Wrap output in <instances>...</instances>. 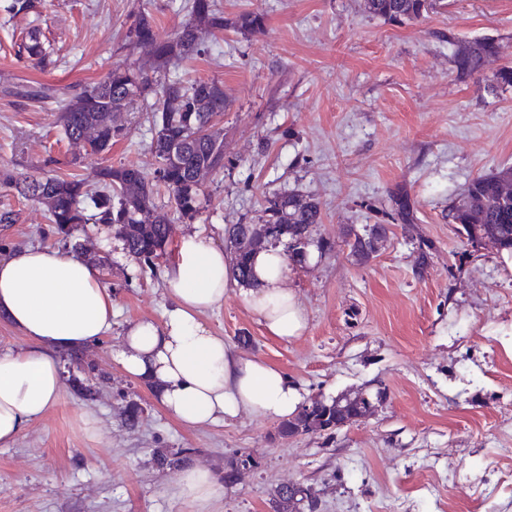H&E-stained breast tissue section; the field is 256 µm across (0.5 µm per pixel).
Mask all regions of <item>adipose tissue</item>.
Masks as SVG:
<instances>
[{
	"instance_id": "1",
	"label": "adipose tissue",
	"mask_w": 512,
	"mask_h": 512,
	"mask_svg": "<svg viewBox=\"0 0 512 512\" xmlns=\"http://www.w3.org/2000/svg\"><path fill=\"white\" fill-rule=\"evenodd\" d=\"M171 299L161 319L129 325L116 358L126 374L151 386L165 410L188 427L231 422L243 414L282 420L304 401L282 369L242 356L204 322V314L238 290L268 335L301 336L307 315L288 284L282 249L253 256L250 286L240 284L233 256L213 238L181 234L164 269ZM112 292L85 259L21 246L0 257V316L28 346L0 348V446L12 445L62 393L59 354L80 349L112 329ZM177 492L208 512L217 494L212 471L186 461Z\"/></svg>"
}]
</instances>
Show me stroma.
<instances>
[{
    "instance_id": "stroma-1",
    "label": "stroma",
    "mask_w": 512,
    "mask_h": 512,
    "mask_svg": "<svg viewBox=\"0 0 512 512\" xmlns=\"http://www.w3.org/2000/svg\"><path fill=\"white\" fill-rule=\"evenodd\" d=\"M42 27L55 65L18 64L25 18L0 0V171L75 176L96 186L102 166H158L143 100L121 114L125 133L108 153L68 144L59 100L27 101L5 86L53 88L97 82L112 68L149 69L128 30L139 11L166 41L187 22V0H48ZM226 26L205 54L185 61L186 78L223 82L230 106L223 172L204 187L209 202L195 227L227 243V225L260 223L264 199L297 191L321 204L318 235L335 250L288 268L306 309L302 336H267L237 291L204 314L212 331L247 357L284 370L306 398L381 393L372 415L332 437H280L278 423L248 414L186 427L116 359L125 329L160 319L170 299L164 260L146 265L88 226L73 239L109 266L112 330L79 350L59 402L10 447H0V512H192L177 495L175 468L153 462L179 452L224 476L239 455L256 465L223 486L211 512H274L276 486L300 482L317 512H512V255L468 244L448 206L475 176L512 166V88L493 89L512 62V0H440L420 20L370 16L363 0H218ZM264 31L238 32L245 12ZM492 38L497 60L460 76L458 47ZM417 205L415 234L390 225L374 258L356 261L348 230L379 222L389 194ZM0 256L32 245L63 247L43 204L0 189ZM433 258L417 273V245ZM248 345H241V337ZM143 414L129 428L125 411ZM96 417L86 433L82 417Z\"/></svg>"
}]
</instances>
